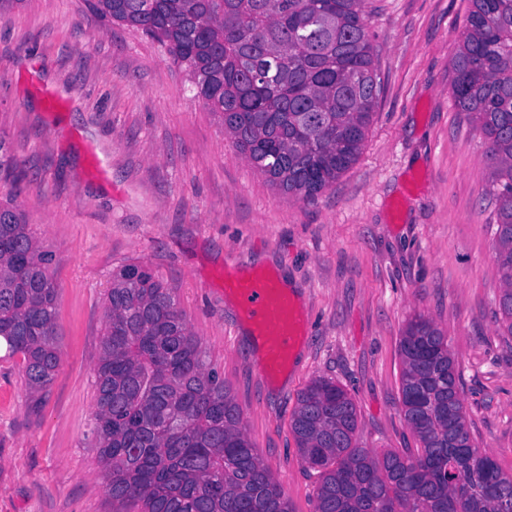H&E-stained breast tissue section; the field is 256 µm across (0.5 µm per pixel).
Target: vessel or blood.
I'll use <instances>...</instances> for the list:
<instances>
[{
    "instance_id": "1",
    "label": "vessel or blood",
    "mask_w": 512,
    "mask_h": 512,
    "mask_svg": "<svg viewBox=\"0 0 512 512\" xmlns=\"http://www.w3.org/2000/svg\"><path fill=\"white\" fill-rule=\"evenodd\" d=\"M225 290L237 297L255 326L263 351L262 375L276 378L286 369L300 335V318L292 299L271 279L238 277L226 284Z\"/></svg>"
}]
</instances>
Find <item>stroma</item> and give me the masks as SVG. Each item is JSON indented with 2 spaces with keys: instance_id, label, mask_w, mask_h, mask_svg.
<instances>
[{
  "instance_id": "stroma-1",
  "label": "stroma",
  "mask_w": 512,
  "mask_h": 512,
  "mask_svg": "<svg viewBox=\"0 0 512 512\" xmlns=\"http://www.w3.org/2000/svg\"><path fill=\"white\" fill-rule=\"evenodd\" d=\"M468 0H364L384 80L356 163L303 201L236 150L182 67L85 0L0 10V143L51 251L60 366L32 408L21 356L0 358V512H112L92 429L112 275L148 266L173 288L206 366L292 512L317 485L289 427L314 378L359 410V446L410 454L400 340L416 316L448 338L472 445L512 473V336L501 328L486 143L456 111L449 60ZM287 275L302 320L265 380L228 276Z\"/></svg>"
}]
</instances>
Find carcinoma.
<instances>
[{
    "instance_id": "cac0c4a2",
    "label": "carcinoma",
    "mask_w": 512,
    "mask_h": 512,
    "mask_svg": "<svg viewBox=\"0 0 512 512\" xmlns=\"http://www.w3.org/2000/svg\"><path fill=\"white\" fill-rule=\"evenodd\" d=\"M363 0H90L102 19L156 40L238 151L272 186L313 199L358 160L383 93ZM454 106L491 167L512 335V0H469L450 59ZM53 255L16 200L0 201V342L22 356L38 403L59 366ZM414 456L356 443L355 403L316 378L290 427L318 475L314 512H512V473L472 447L447 336L408 322L400 342ZM95 447L122 512H291L249 441L224 377L201 359L173 289L137 265L112 275L95 364Z\"/></svg>"
}]
</instances>
